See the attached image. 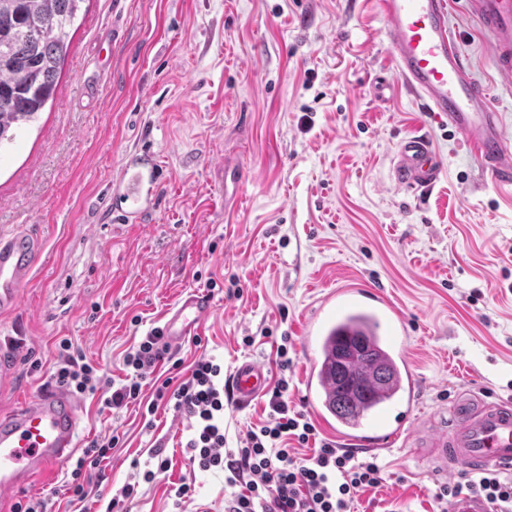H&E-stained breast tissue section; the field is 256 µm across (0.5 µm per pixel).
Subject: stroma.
I'll return each instance as SVG.
<instances>
[{"label": "stroma", "mask_w": 512, "mask_h": 512, "mask_svg": "<svg viewBox=\"0 0 512 512\" xmlns=\"http://www.w3.org/2000/svg\"><path fill=\"white\" fill-rule=\"evenodd\" d=\"M450 25L475 79L497 87L487 40L460 8ZM69 40L53 101L0 148V235L43 242L20 307L0 312V413L48 383L64 339L121 382L126 352L191 291L211 296L214 313L173 348L180 369L158 363L154 378L181 381L203 354L228 372L254 360L287 379L317 439L340 430L306 389L312 336L360 288L395 312L382 331L399 335L393 349L419 379L416 419L465 391L512 399V194L400 84L377 102L394 70L376 0H82ZM415 132L442 162L426 191L393 183L398 146ZM141 156L159 170L157 196L127 224L110 185ZM268 402L225 403L227 447L266 421ZM142 412L83 397L80 445L120 435L91 500L103 510L131 483L132 512H224L223 472L184 449L188 420L162 403L149 428ZM408 440L358 451L382 481L358 493L357 512H434L447 479ZM159 448L172 466L145 481ZM73 468L6 506L35 497L45 512H75ZM180 482L191 495L178 507L169 489Z\"/></svg>", "instance_id": "1"}]
</instances>
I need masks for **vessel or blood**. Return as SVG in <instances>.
Wrapping results in <instances>:
<instances>
[{"instance_id": "vessel-or-blood-1", "label": "vessel or blood", "mask_w": 512, "mask_h": 512, "mask_svg": "<svg viewBox=\"0 0 512 512\" xmlns=\"http://www.w3.org/2000/svg\"><path fill=\"white\" fill-rule=\"evenodd\" d=\"M395 71L405 89L459 134L497 185L512 188V137L487 89L473 77L460 42L449 26L450 0H377ZM466 14L488 39L494 71L512 93V0H464ZM441 163L422 135L405 138L393 167L396 186H434ZM157 170L140 158L128 164L111 185L112 208L126 223H136L156 197ZM42 248L40 239L23 231L0 237V311L18 307L21 290L31 279ZM213 313L211 299L190 292L165 314L163 334L169 344L198 335ZM407 413L392 431L377 435L390 444L404 428L412 430L411 451L429 455L441 473L461 469L473 474H512V401L491 393H466L443 410V423L411 424L419 381L407 363L397 367ZM236 405L264 395L267 372L251 360L241 361L230 378ZM81 401L65 390L47 386L13 411L0 415V491L14 492L52 473L78 447Z\"/></svg>"}]
</instances>
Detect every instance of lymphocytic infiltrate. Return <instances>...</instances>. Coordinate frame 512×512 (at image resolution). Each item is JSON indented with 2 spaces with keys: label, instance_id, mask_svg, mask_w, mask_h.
Returning a JSON list of instances; mask_svg holds the SVG:
<instances>
[{
  "label": "lymphocytic infiltrate",
  "instance_id": "lymphocytic-infiltrate-1",
  "mask_svg": "<svg viewBox=\"0 0 512 512\" xmlns=\"http://www.w3.org/2000/svg\"><path fill=\"white\" fill-rule=\"evenodd\" d=\"M169 353L161 328L151 329L126 353L125 379L104 398V406L140 403L143 382ZM51 380L77 395L96 394L102 382L96 367L66 340L59 344ZM287 390V380H279L266 423L249 428L241 448L232 451L226 450L224 438V368L214 359L199 357L179 384L167 379L155 385L154 400L195 420L186 446L201 470H225L231 493L224 512H354L358 492L380 484L379 465L326 440L318 441L310 456L296 457L289 441L303 448L316 439L312 423L289 407ZM466 491L482 495L492 512H512V480L493 472L441 486L435 498L443 504Z\"/></svg>",
  "mask_w": 512,
  "mask_h": 512
}]
</instances>
